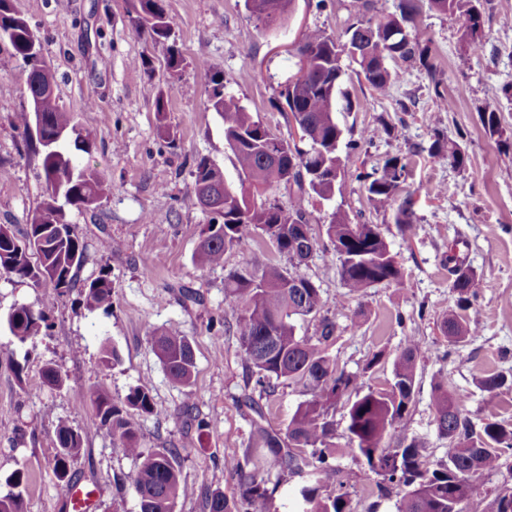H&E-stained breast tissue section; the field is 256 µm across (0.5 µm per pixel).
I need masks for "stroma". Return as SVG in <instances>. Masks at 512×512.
<instances>
[{
  "label": "stroma",
  "mask_w": 512,
  "mask_h": 512,
  "mask_svg": "<svg viewBox=\"0 0 512 512\" xmlns=\"http://www.w3.org/2000/svg\"><path fill=\"white\" fill-rule=\"evenodd\" d=\"M136 2L16 0L55 73L59 103L94 137L91 155L76 156L77 165H93L110 186L97 206L66 210L85 245L76 288L61 297L48 281L35 286L0 277V494L6 493L5 480L13 471L25 470L30 478L26 512H74L53 472L55 427L61 419L84 438L69 478L92 490L91 512H139L130 480L136 463L97 431L88 394L99 389L118 399L144 382L174 417L159 421L134 412L130 419L142 448L177 450L187 492L175 512H204L205 494L216 488L227 498L237 497L238 480L224 462L256 446V415L242 402L246 370L239 340L224 329L237 318L224 307V275L247 264L285 268L289 262L253 236L242 249L227 252L221 266L196 259L201 230L209 221L193 192L196 159L209 158L228 183L238 182L224 124L208 109L207 96L213 80H220L225 92L272 132L295 139L280 95L296 71L291 49L307 30L339 37L353 21L350 0H327L321 9L317 0H295L291 15L274 29L258 25L245 0H165L184 59L173 74L165 45L136 33ZM486 31L489 50L471 54L466 68H459L457 24L429 6L421 8L413 33L432 42L444 86L455 101L450 112L436 111L425 69L401 68L400 82L380 95L358 79L357 65L344 59V88L356 103L353 111L336 115L345 139L359 138L380 115L395 129L345 157L341 194L329 201L314 195L308 202L317 238L325 236V217L341 209L353 220L378 225L403 271L402 285L369 288L339 314L336 298L344 287L332 253L316 252L301 267L319 285L326 310L336 314V339L328 353L339 367L363 373L372 387L387 388L404 338L419 339L414 402L392 437L424 439L431 462L448 446L431 408L435 377L467 393L463 411L474 425L489 419L512 425V388L491 393L479 385L490 373L512 377V99L501 95L503 86L512 85V0H493ZM25 81L22 68L0 69V224L19 237L46 197L37 142L14 126L16 114L28 109ZM160 90L168 96L167 123L176 135L172 145L157 133L154 97ZM408 93L415 104L409 113H398L396 101ZM495 95L502 98V133L492 137L478 109ZM434 124L459 140L468 156L466 168L429 158ZM461 131L466 134L462 140L457 137ZM394 155L410 159L407 183L417 222L406 231L395 223L393 211L374 207L356 180L361 169ZM109 239L119 243V251L104 249ZM452 254L479 278L481 326L453 352L437 327L440 314L455 305ZM105 272L112 280V308L88 310L80 287ZM186 289L196 292L199 302L185 301ZM47 303L53 306L49 335L22 342L11 334L6 317L14 307L37 309ZM169 326L183 331L195 351L196 376L187 389L169 383L150 344L152 331ZM107 346L116 350L117 363L104 362ZM380 350L384 359L371 363ZM49 365L62 374V387L44 384L42 373ZM308 397L302 385H278L263 403L266 427L285 433L296 407ZM188 401L195 403L199 423L176 419ZM336 465L349 476L353 512H396L401 489L379 496L377 476L364 459L346 454Z\"/></svg>",
  "instance_id": "1"
}]
</instances>
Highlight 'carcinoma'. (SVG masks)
Instances as JSON below:
<instances>
[{
	"label": "carcinoma",
	"mask_w": 512,
	"mask_h": 512,
	"mask_svg": "<svg viewBox=\"0 0 512 512\" xmlns=\"http://www.w3.org/2000/svg\"><path fill=\"white\" fill-rule=\"evenodd\" d=\"M140 11L134 20L135 30L154 43L175 40L174 22L164 0H138ZM430 7L456 21L460 40L468 52L460 56L463 67L469 53L482 51L487 43L485 25L490 19V0H429ZM293 0H246L250 14L264 28L278 26L290 13ZM355 22L340 41L325 31H307L297 51L309 53L310 64L298 70L293 80V95L284 96L288 114L303 130L307 149L274 134L254 119L235 96L224 92V85L214 82L209 105L224 122V135L235 159L240 181L233 186L219 172V166L203 158L193 172L194 195L204 191L224 199V210L214 213L201 231L197 260L206 266H220L224 253L240 247L253 231L279 254L288 257L291 268L276 265L246 266L224 277V305L237 313L236 333L246 371L257 376L256 385L263 389L280 381L301 384L311 398L300 403L291 417L285 436L272 432L260 423L262 407L253 394L243 395L244 402L258 417L255 422L260 442L271 454L273 465L290 475L309 471L313 484L301 490L302 512H351L347 481L335 465L337 456L351 453L365 459L376 475L382 477L379 492L392 484L403 489L397 512H464V505L476 493L477 481L497 470L499 460L512 457V427L487 421L475 428L461 408L464 395L448 388L440 377L432 385V409L440 437L448 440L445 460L428 466L424 444L413 438L401 440L394 447L390 431L408 412L415 395L419 341L409 336L393 361V382L388 390H375L361 376L348 372L330 358L326 347L334 338L336 323L322 317L317 336L296 334L295 319L315 317L323 309L320 288L301 272L305 264L302 252L303 233L310 229L308 197L312 194L328 200L342 190V160L338 155L343 130L336 113L355 108L353 99L341 90L346 75L342 57L353 58L358 75L374 92L383 94L397 81L399 74L390 63L422 67L431 77L435 102L440 112L452 111L442 78L433 61L429 42L410 33L419 15L417 0H400L399 13L373 14V0H352ZM29 24L18 16L14 0H0V33L8 34L12 52L7 62L15 63L27 73L26 93L34 100L44 120V133L54 141L41 149L44 182L56 183L64 204L53 206L41 202L33 212L24 240L0 225V276L27 280L33 285L48 280L62 296L76 284V271L84 257V245L74 234L65 206L87 209L100 203L109 185L95 168L74 164L71 150L91 154L93 139L82 133L73 114L64 110L53 92L55 75L47 63L39 64L27 54ZM168 100L164 91L155 95L157 130L173 144L175 135L165 123ZM483 128L489 135L501 134L499 100H487L479 108ZM392 132L391 124L379 117L365 129L361 140L368 143ZM431 158L448 162L458 169L467 166L468 157L456 144L448 142L443 130L433 129L428 149ZM408 163L400 157L387 158L382 165L360 172L357 180L369 200L378 208L394 210L395 223L406 228L415 221L412 193L404 191ZM282 184L296 187L288 208L272 202L256 203L255 196ZM325 233L336 257L337 273L351 297L376 285H398L403 272L391 254L376 224H354L340 210L333 211L325 224ZM38 255L39 262L31 261ZM453 264L452 290L456 307L441 316L440 330L448 343L456 346L476 332V326L464 311L477 300L476 273L448 258ZM86 307L90 310L112 308V281L102 274L83 285ZM51 305L39 309L21 305L8 314L10 331L20 341L38 336L50 328ZM151 345L162 362L171 382L179 387L192 384L196 361L192 343L180 330L166 328L151 336ZM480 385L488 392L499 390L512 380L503 374H490ZM347 402L348 444L336 446L335 423L331 409L336 398ZM89 400L98 418L97 429L112 444L122 448L137 461L131 482L139 498L140 512H174L177 499L185 494L182 475L170 449L146 452L141 448L137 431L127 418L129 411L166 419L168 412L157 403L152 388L143 383L122 400L101 390L90 392ZM58 452L53 469L60 481H66L71 463L82 452L80 431L61 421L57 424ZM262 456L259 449L247 448L243 457L227 467L238 477L239 497L229 500L217 489L205 496L204 512H273V495L268 479L259 475ZM29 475L15 470L6 480L10 490L0 495V512H25L24 492ZM336 488L333 495L323 496L320 489ZM483 512H512V488H498L486 494Z\"/></svg>",
	"instance_id": "carcinoma-1"
}]
</instances>
